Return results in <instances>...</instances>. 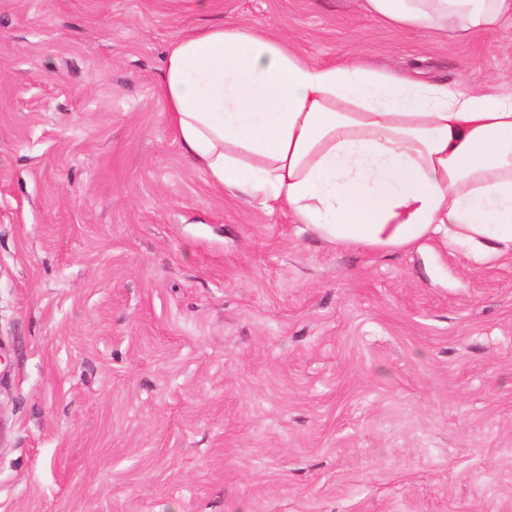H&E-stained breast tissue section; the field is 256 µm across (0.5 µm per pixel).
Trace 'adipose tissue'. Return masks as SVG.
Returning a JSON list of instances; mask_svg holds the SVG:
<instances>
[{
  "label": "adipose tissue",
  "instance_id": "obj_1",
  "mask_svg": "<svg viewBox=\"0 0 512 512\" xmlns=\"http://www.w3.org/2000/svg\"><path fill=\"white\" fill-rule=\"evenodd\" d=\"M360 7L461 41L512 19V0ZM163 93L215 188L288 206L329 243L392 252L439 236L477 265L512 256V97L313 64L233 25L183 33Z\"/></svg>",
  "mask_w": 512,
  "mask_h": 512
}]
</instances>
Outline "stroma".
<instances>
[{
	"label": "stroma",
	"mask_w": 512,
	"mask_h": 512,
	"mask_svg": "<svg viewBox=\"0 0 512 512\" xmlns=\"http://www.w3.org/2000/svg\"><path fill=\"white\" fill-rule=\"evenodd\" d=\"M512 94L356 0H0V512H512V257L330 244L216 191L183 32Z\"/></svg>",
	"instance_id": "stroma-1"
}]
</instances>
